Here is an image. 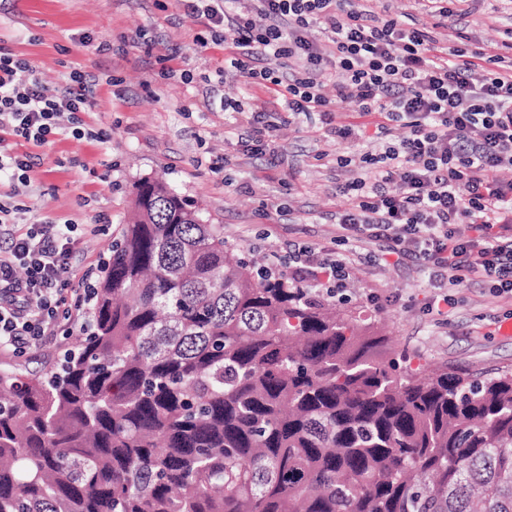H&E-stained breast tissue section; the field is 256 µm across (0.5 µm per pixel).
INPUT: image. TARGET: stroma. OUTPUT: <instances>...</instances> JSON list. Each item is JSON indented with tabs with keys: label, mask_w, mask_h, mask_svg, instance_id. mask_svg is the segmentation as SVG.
Here are the masks:
<instances>
[{
	"label": "stroma",
	"mask_w": 512,
	"mask_h": 512,
	"mask_svg": "<svg viewBox=\"0 0 512 512\" xmlns=\"http://www.w3.org/2000/svg\"><path fill=\"white\" fill-rule=\"evenodd\" d=\"M512 27V0H482L468 18L470 47L501 41ZM202 25L184 17L180 0H0V44L27 58L48 88L71 69L99 80L93 111L82 120L107 131V142L57 136L37 147L6 137L7 148L34 157L28 187L16 193L24 221L70 220L83 234L67 290L86 270L100 272L112 237L128 222L133 185L164 177L195 201L204 219L223 227L225 240L269 260L287 258L300 244L336 247L338 184L350 176L337 155H357V145L324 137L318 115L289 119L277 86L247 87L224 65V47L194 50ZM252 97L276 118L275 160L253 155L244 118L224 103ZM352 301L375 319L390 349L406 350L415 369L448 366L471 373L512 369V297L480 285L452 289L453 304L434 310L443 296L410 263L361 264L352 278Z\"/></svg>",
	"instance_id": "stroma-1"
}]
</instances>
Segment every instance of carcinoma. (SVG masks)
Segmentation results:
<instances>
[{
	"label": "carcinoma",
	"mask_w": 512,
	"mask_h": 512,
	"mask_svg": "<svg viewBox=\"0 0 512 512\" xmlns=\"http://www.w3.org/2000/svg\"><path fill=\"white\" fill-rule=\"evenodd\" d=\"M61 371L0 369V512H512V370H413L165 182Z\"/></svg>",
	"instance_id": "carcinoma-1"
}]
</instances>
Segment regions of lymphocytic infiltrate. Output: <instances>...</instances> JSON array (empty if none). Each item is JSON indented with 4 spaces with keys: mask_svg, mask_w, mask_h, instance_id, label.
<instances>
[{
    "mask_svg": "<svg viewBox=\"0 0 512 512\" xmlns=\"http://www.w3.org/2000/svg\"><path fill=\"white\" fill-rule=\"evenodd\" d=\"M205 20L196 50L223 41L245 85L283 86L290 115L318 114L325 134L356 143L373 133L379 153L351 158L337 186L339 242L349 252L288 253L298 283L343 290L354 266L375 255L417 261L435 288L476 283L512 294V28L472 50L441 44L435 32L461 24L465 0H421L426 23L382 15L361 0H181ZM320 27L327 40L311 35ZM97 79L71 71L47 90L25 58L0 47V131L42 146L67 133L93 137L77 113L96 105ZM356 120H349L345 108ZM468 228L458 234L456 225ZM78 227L17 224L0 202V352L25 354L56 340L82 296L65 300Z\"/></svg>",
    "mask_w": 512,
    "mask_h": 512,
    "instance_id": "obj_1",
    "label": "lymphocytic infiltrate"
}]
</instances>
